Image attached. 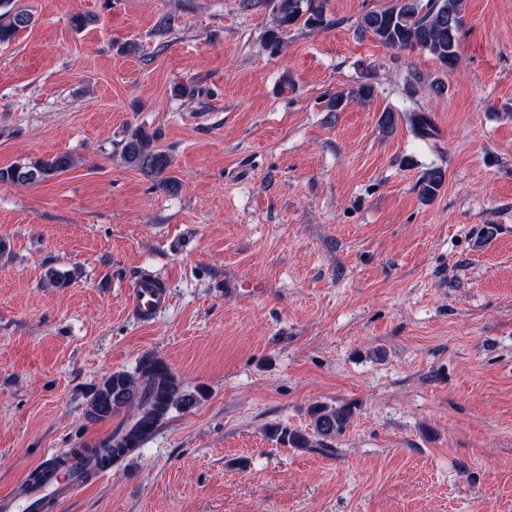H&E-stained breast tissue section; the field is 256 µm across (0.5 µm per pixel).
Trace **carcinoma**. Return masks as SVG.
Masks as SVG:
<instances>
[{
  "mask_svg": "<svg viewBox=\"0 0 512 512\" xmlns=\"http://www.w3.org/2000/svg\"><path fill=\"white\" fill-rule=\"evenodd\" d=\"M275 25L267 33V44L276 51L282 44L283 29L300 23L306 27L328 25L324 5L313 6V0H272ZM464 0H390V3L368 10L359 22L362 31L371 34L390 49L420 50L430 54L444 70L452 71L460 63V32L463 23ZM0 43L13 39L17 32L34 21L30 10L15 7L12 0H0ZM373 89L361 84L347 95H338L328 102L332 112L339 111L345 101L366 102ZM124 164L157 182L169 192L179 188L178 181L166 175L171 158L158 148L153 136L135 130L123 141L120 150ZM77 164L70 154H48L26 157L0 168V183L32 186L59 176ZM439 170L429 172L422 180L420 194L432 199L442 186ZM72 275L54 267L48 268L43 282L51 287L64 288ZM196 399L184 391L175 374L153 356L141 359L137 375L116 371L107 376L93 393L86 407L91 422H103L128 409L131 419L112 431V439L104 447L116 452L133 448L137 441L158 427L176 407L189 408ZM313 433H302L286 427H275L272 436L291 448H320L324 441L343 433L352 415L348 406L327 408L314 406L310 410Z\"/></svg>",
  "mask_w": 512,
  "mask_h": 512,
  "instance_id": "obj_1",
  "label": "carcinoma"
}]
</instances>
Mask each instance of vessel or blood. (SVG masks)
<instances>
[{
	"mask_svg": "<svg viewBox=\"0 0 512 512\" xmlns=\"http://www.w3.org/2000/svg\"><path fill=\"white\" fill-rule=\"evenodd\" d=\"M169 304L162 280L139 277L127 298V311L139 323L148 324ZM103 449L66 448L47 455L37 464L36 479L20 489L0 493V512H52L73 499L105 473Z\"/></svg>",
	"mask_w": 512,
	"mask_h": 512,
	"instance_id": "1",
	"label": "vessel or blood"
}]
</instances>
